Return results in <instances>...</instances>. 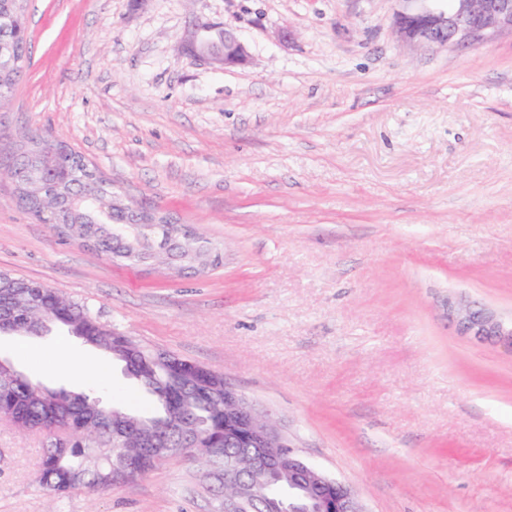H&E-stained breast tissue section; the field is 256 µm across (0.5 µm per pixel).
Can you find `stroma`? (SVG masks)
<instances>
[{
	"label": "stroma",
	"instance_id": "1",
	"mask_svg": "<svg viewBox=\"0 0 512 512\" xmlns=\"http://www.w3.org/2000/svg\"><path fill=\"white\" fill-rule=\"evenodd\" d=\"M31 58L0 145L65 141L133 203L218 247L199 277L115 263L31 219L0 181V271L151 348L223 372L365 512H512V36L427 50L394 0H25ZM235 33L244 64L196 43ZM35 382L145 412L123 363L62 327L0 335ZM41 435L0 421V512H224L177 456L56 500ZM448 319L464 334L495 338L512 351V324L506 326L495 313L475 304L463 306L455 299H448Z\"/></svg>",
	"mask_w": 512,
	"mask_h": 512
}]
</instances>
